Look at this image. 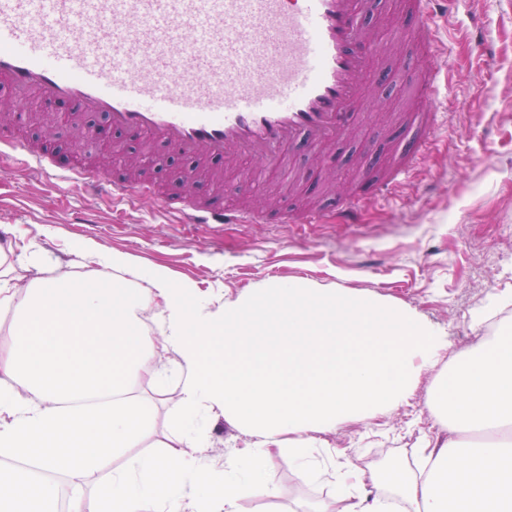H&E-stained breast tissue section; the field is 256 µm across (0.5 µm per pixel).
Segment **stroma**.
Returning <instances> with one entry per match:
<instances>
[{"mask_svg":"<svg viewBox=\"0 0 512 512\" xmlns=\"http://www.w3.org/2000/svg\"><path fill=\"white\" fill-rule=\"evenodd\" d=\"M439 26L452 73L447 132L404 185L371 206L361 223L175 224L147 199L122 216L107 195L53 192L6 157L0 158V227L19 228L25 245L45 253L47 277L83 275L87 267L73 247L91 240L193 282L218 307L258 285L302 279L412 311L443 331L451 355L512 334V304L482 324L472 318L491 298L512 290V0H458ZM384 92L389 108L370 115L381 135L360 132L337 142L329 154L340 187H355L362 166L381 165L392 155L404 112L421 102L414 87L395 84ZM134 149L148 172L166 175L163 193L179 196L186 159L147 137ZM236 177L257 197L272 181L287 200L329 189L324 171L300 149L290 151L284 170L262 171L247 159ZM80 213L90 215V223H76ZM451 374L444 363L422 373L414 393L394 412L342 420L321 441L366 469L412 459L425 443L448 437L429 398L446 393ZM132 392L152 408L150 435L136 452L155 454L167 432L175 385L144 372ZM208 429L205 453L219 461L256 442L221 417L211 419ZM267 478L281 496L264 499L261 512H318L328 500L326 485L299 483L287 462L272 463Z\"/></svg>","mask_w":512,"mask_h":512,"instance_id":"35a3bbf8","label":"stroma"}]
</instances>
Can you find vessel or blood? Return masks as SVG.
I'll list each match as a JSON object with an SVG mask.
<instances>
[{
  "instance_id": "vessel-or-blood-1",
  "label": "vessel or blood",
  "mask_w": 512,
  "mask_h": 512,
  "mask_svg": "<svg viewBox=\"0 0 512 512\" xmlns=\"http://www.w3.org/2000/svg\"><path fill=\"white\" fill-rule=\"evenodd\" d=\"M452 3L0 0V92L67 103L82 137L92 134L89 116L100 114L129 139L166 143L194 161L186 182L208 171L214 196L165 200L175 223L263 224L266 215L249 198L219 204L217 192L234 188L225 174L245 156L278 169L296 146L324 156L336 140L358 135V108L382 109L368 100V80L390 83L395 63L408 62V83L430 104L404 114L388 171L367 174L365 190L337 198L339 223L357 224L362 207L402 183L445 127L447 85L434 60L446 55L437 20ZM368 17L385 35L370 51L358 35ZM3 153L61 190L106 191L124 205L154 193L136 153L121 179L104 166L55 161L38 143L0 136ZM276 214L281 224L326 218L313 201Z\"/></svg>"
}]
</instances>
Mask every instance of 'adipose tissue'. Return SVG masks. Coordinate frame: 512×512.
<instances>
[{
  "label": "adipose tissue",
  "instance_id": "ef3b65f1",
  "mask_svg": "<svg viewBox=\"0 0 512 512\" xmlns=\"http://www.w3.org/2000/svg\"><path fill=\"white\" fill-rule=\"evenodd\" d=\"M91 267L48 279L31 250L23 273L0 272V310L13 314L0 354V457L34 469L0 472V512H58L51 474L80 482L119 454L93 497L69 512H239L243 496L280 497L266 482L273 461L311 480L319 433L343 417L388 414L446 345L407 310L300 280L256 288L212 308L166 270L128 253L81 243ZM177 378L176 411L162 452L131 455L149 435L130 382L164 354ZM443 412L449 431L512 426V346L483 345L456 359ZM198 414L256 436L224 461L204 453ZM417 467L367 472L334 466L340 512H512V440L473 445L452 436L417 449Z\"/></svg>",
  "mask_w": 512,
  "mask_h": 512
}]
</instances>
